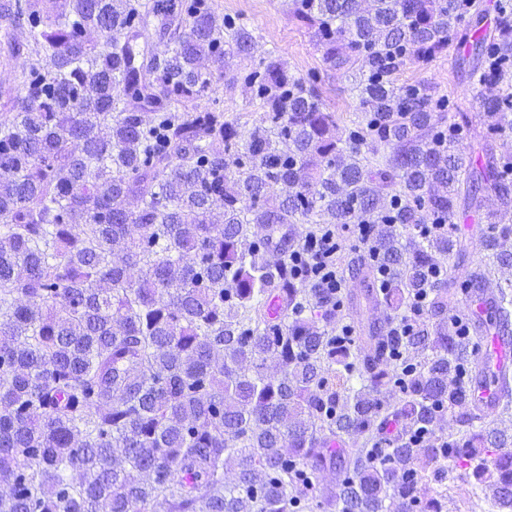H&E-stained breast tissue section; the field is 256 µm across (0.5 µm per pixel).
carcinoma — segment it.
Here are the masks:
<instances>
[{
  "label": "carcinoma",
  "instance_id": "carcinoma-1",
  "mask_svg": "<svg viewBox=\"0 0 512 512\" xmlns=\"http://www.w3.org/2000/svg\"><path fill=\"white\" fill-rule=\"evenodd\" d=\"M498 10L488 35L483 0H293L355 78L361 115L338 138L343 116L278 58L247 76L250 128L199 108L252 42L214 0L0 4V68L28 58L0 90V512H442L450 458L512 512V383L476 412L454 376L490 326L472 315L464 339L448 322L460 287L512 330V225L486 212L474 267L449 264L446 230L402 242L511 202L512 147L457 151L466 114L394 85L468 17L488 138L512 132V4ZM150 29L161 56L139 44ZM305 222L374 225L390 275L368 297L396 321L424 290L410 335L334 334L342 293L288 263L285 228ZM331 441L334 501L314 483Z\"/></svg>",
  "mask_w": 512,
  "mask_h": 512
}]
</instances>
